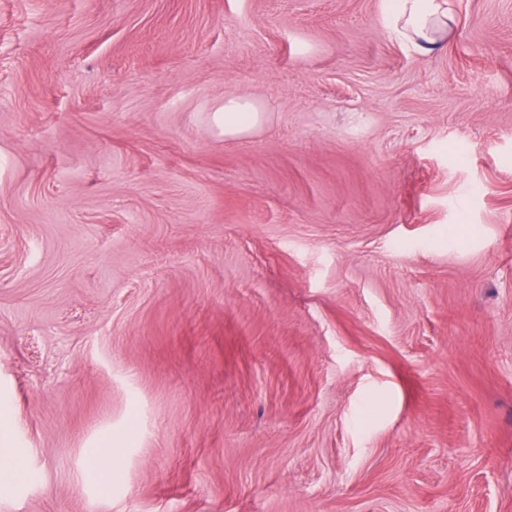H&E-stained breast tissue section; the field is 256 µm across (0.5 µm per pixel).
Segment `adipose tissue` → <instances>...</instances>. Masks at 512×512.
<instances>
[{"label": "adipose tissue", "mask_w": 512, "mask_h": 512, "mask_svg": "<svg viewBox=\"0 0 512 512\" xmlns=\"http://www.w3.org/2000/svg\"><path fill=\"white\" fill-rule=\"evenodd\" d=\"M453 16L448 0H387L383 22L401 42L416 52L428 54L445 42ZM265 112L247 96H228L214 119L228 139L241 137L264 121Z\"/></svg>", "instance_id": "ef3b65f1"}]
</instances>
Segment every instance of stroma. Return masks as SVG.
<instances>
[{
    "label": "stroma",
    "instance_id": "obj_1",
    "mask_svg": "<svg viewBox=\"0 0 512 512\" xmlns=\"http://www.w3.org/2000/svg\"><path fill=\"white\" fill-rule=\"evenodd\" d=\"M449 4L0 0V512H512V0ZM383 22L390 32L421 54L432 53L445 42L453 16L447 0L384 1ZM265 112L247 96H225L224 106L215 112L214 119L224 129L225 139L241 137L264 121Z\"/></svg>",
    "mask_w": 512,
    "mask_h": 512
}]
</instances>
